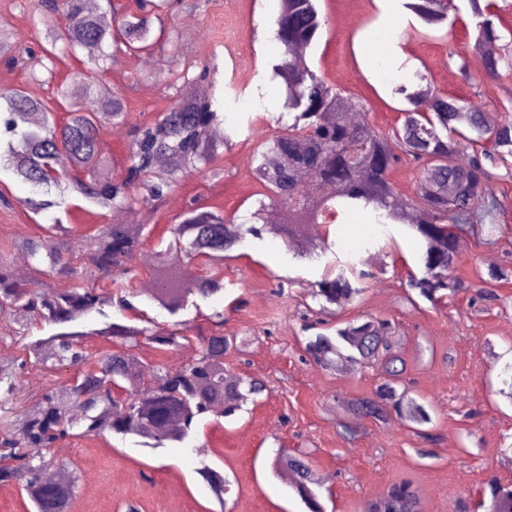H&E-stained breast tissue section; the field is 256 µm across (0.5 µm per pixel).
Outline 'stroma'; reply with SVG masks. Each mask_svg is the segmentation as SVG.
<instances>
[{"mask_svg":"<svg viewBox=\"0 0 512 512\" xmlns=\"http://www.w3.org/2000/svg\"><path fill=\"white\" fill-rule=\"evenodd\" d=\"M328 19L313 68L345 94L362 100L366 117L378 130L400 124L403 98L395 88L424 75L441 94L480 97L496 121L512 123V67L500 63L491 79L467 82L458 72L472 57L476 21L461 12L449 34L416 29L408 14L381 22V0H320ZM31 0H0V17L11 24L13 45L24 49L38 39L31 22ZM270 0H175L166 20L189 59L216 67L206 89L222 93L229 122L239 135L220 149L212 170L189 174L165 193L144 230L145 245L133 273L101 288L137 290L130 310L112 305L90 322L133 323L142 313L152 331L174 324L189 328L188 341L159 348L140 343L136 354L150 368L177 369L194 363L201 337L223 328L241 338L224 366L236 376L265 384L235 415L202 417L183 443L153 448L137 436L90 433L70 436L38 456L63 463L75 480L70 512H304L299 498L271 472L276 453L308 459L321 484L316 492L325 512H362L364 504L396 483L416 492L417 512H482L479 503L491 479L512 482V398L502 392L512 378V176L493 170L483 194L493 209L477 233L462 237L454 274L464 286L454 299L434 304L408 286L421 274L418 248L403 227L375 233L365 212L354 211L331 226L320 259L293 258L282 239L269 231L245 241L212 265L190 263L192 277H222L221 292L190 296L184 309L170 314L141 291L150 281V259L171 239L170 227L191 204L246 217L261 193L251 159L257 142L278 134L289 117L271 79L270 64L281 52L277 42L260 39L272 27ZM396 42L403 62L378 66L377 46ZM172 65L166 49L149 56H125L105 76L127 104L123 125L105 128L100 150L124 169L134 126L154 120L170 102ZM30 187L0 167V253L17 262L22 240L41 235L62 220L68 227L69 256L80 265L86 242L111 211L72 197L68 209L33 214L25 206ZM355 263L366 272L363 291L343 306L320 310L311 297L316 281L336 262ZM505 278L491 279V271ZM371 318L387 323L402 362L401 382L428 403L432 421L426 437L396 414L382 419L356 417L351 408L371 396L384 376L373 364L348 372L317 363L306 345L317 334ZM79 371L28 364L13 413L37 404L50 390L69 388ZM211 467L225 475L231 490L217 501L198 474Z\"/></svg>","mask_w":512,"mask_h":512,"instance_id":"obj_1","label":"stroma"}]
</instances>
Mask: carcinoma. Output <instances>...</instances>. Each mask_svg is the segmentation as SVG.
<instances>
[{
  "label": "carcinoma",
  "instance_id": "cac0c4a2",
  "mask_svg": "<svg viewBox=\"0 0 512 512\" xmlns=\"http://www.w3.org/2000/svg\"><path fill=\"white\" fill-rule=\"evenodd\" d=\"M275 18V36L283 46L279 59L271 65L272 79L284 91V107L292 123L284 131L260 142L254 151V174L267 190L268 201H259L252 219L274 224L280 236L299 257L314 253L325 242L293 229L296 224L329 227L345 211L371 209L375 223L399 224L420 246L422 274L412 275L409 286L432 303L444 302L460 291L454 276L457 241L461 234L483 222L493 205L485 202L483 183L486 165L508 166L512 157V123L488 119L479 99L461 101L435 91L426 78L411 86L400 85L396 93L407 102L403 121L387 133L378 132L368 121L354 122L352 114L363 112V103L343 94L312 70L307 57L294 53L298 44L311 50L320 40L327 19L318 0H281ZM478 22L476 46L495 44L503 35L493 20L489 6L481 0H467ZM136 11L120 12L114 0H106L102 12L111 13L112 24H103L87 12L85 0H36L32 21L42 38L38 54L25 51V65L31 79L46 75L56 81L51 100L30 98L21 87H0V140L6 145L0 159L31 187L33 197L26 205L35 211L65 207L69 195L81 194L90 202L112 209L140 208L153 213L164 190L175 185L183 174L202 171L214 161L218 148L232 141L236 128L224 125V96L198 97L192 86L210 75L203 66L189 76L190 66L182 62L181 48L165 28L169 0H135ZM404 9L420 27L446 32L454 24L450 13L458 11L453 0H405ZM160 44L171 48L170 59L179 65L174 71L173 97L165 112L140 127L129 148L123 178L112 177L110 161L100 155L98 138L107 125L126 120V103L121 93L98 94L101 79L122 55L152 53ZM95 49L89 63L57 81L56 63L78 58L87 46ZM501 58L480 54L475 61L462 59L464 80L473 79L475 67L488 75L497 73ZM67 120H57V109ZM32 112L43 120L31 125ZM468 129L475 134L480 156L460 162L455 156L456 137ZM422 164L416 196H401L392 179L400 156ZM166 156L169 165L156 166ZM144 224H104L93 236L83 257L84 270L92 280L128 274L127 264L141 251ZM67 228L61 219L44 228V234L20 244L34 271L70 273L62 236ZM172 241L157 252L151 274L163 282L149 299L171 314L177 313L192 294L202 297L223 290L221 280L205 277L193 284L181 264L172 258L183 254L215 264L224 252L243 242L246 235H259L258 228L237 224L223 215L193 205L171 227ZM364 273L352 265H341L325 273L315 284L313 297L329 305L342 306L361 292ZM112 304V294L93 285L55 293H36L19 282L8 261L0 259V316L5 322L24 328L18 312L52 325L72 323ZM388 326L375 320L352 323L336 329L335 336L319 334L308 343L317 362L330 364L342 350L351 351L355 362L378 361L387 375L371 398L360 402L358 412L371 409V416L393 410L411 426L431 422L428 409L400 388L398 357L387 336ZM107 340H121L123 349L104 357L97 371L81 373L66 395L45 394L29 410L12 416L0 402V420L10 431L0 438V484H24L40 512H69L72 487L60 485L53 475L56 465L26 455L25 448H49L76 426L88 433L109 431L123 437L133 434L154 441L181 443L189 435L198 416L215 413L229 416L251 396L264 391L257 378L230 377L224 370V354L233 346L231 338L219 333L206 338L201 355L178 369L147 370L133 352L139 338L161 347H174L186 336L179 330L154 334L147 327L112 323L89 332L59 331L30 344L35 360L43 365L82 367L91 354L83 346L86 334ZM26 362L0 359V399L17 391L18 371ZM175 420L178 427L165 423ZM277 476H289L307 512H323L314 490L318 485L305 459L286 453L272 462ZM199 475L221 493L229 492V482L204 468ZM511 487L498 479L487 483L489 505L486 512H512V500L505 502L498 491ZM412 494L404 485L393 486L387 494L365 505L364 512H412Z\"/></svg>",
  "mask_w": 512,
  "mask_h": 512
}]
</instances>
